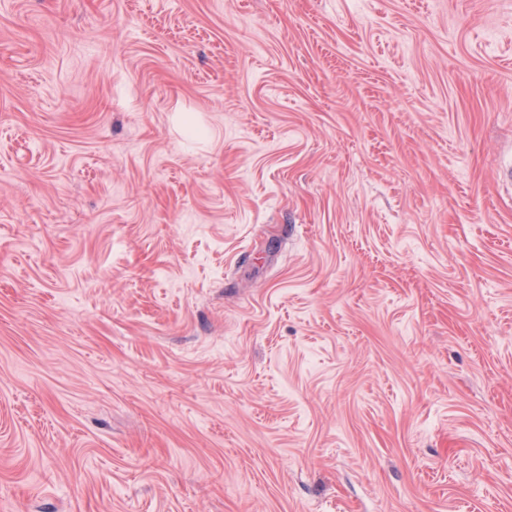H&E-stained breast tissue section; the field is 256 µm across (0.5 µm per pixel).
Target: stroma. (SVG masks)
Masks as SVG:
<instances>
[{"mask_svg":"<svg viewBox=\"0 0 512 512\" xmlns=\"http://www.w3.org/2000/svg\"><path fill=\"white\" fill-rule=\"evenodd\" d=\"M512 0H0V512H512Z\"/></svg>","mask_w":512,"mask_h":512,"instance_id":"obj_1","label":"stroma"}]
</instances>
